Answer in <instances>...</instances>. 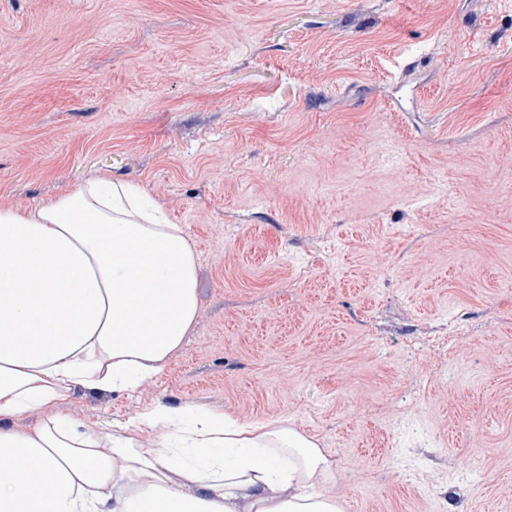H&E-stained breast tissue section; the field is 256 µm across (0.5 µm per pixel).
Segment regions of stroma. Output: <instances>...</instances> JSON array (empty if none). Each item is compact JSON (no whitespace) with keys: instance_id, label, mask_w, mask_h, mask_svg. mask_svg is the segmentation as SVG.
<instances>
[{"instance_id":"obj_1","label":"stroma","mask_w":512,"mask_h":512,"mask_svg":"<svg viewBox=\"0 0 512 512\" xmlns=\"http://www.w3.org/2000/svg\"><path fill=\"white\" fill-rule=\"evenodd\" d=\"M94 176L197 313L64 414L288 421L344 512H512V0H0V205Z\"/></svg>"}]
</instances>
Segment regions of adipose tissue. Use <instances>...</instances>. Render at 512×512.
I'll use <instances>...</instances> for the list:
<instances>
[{
  "instance_id": "obj_1",
  "label": "adipose tissue",
  "mask_w": 512,
  "mask_h": 512,
  "mask_svg": "<svg viewBox=\"0 0 512 512\" xmlns=\"http://www.w3.org/2000/svg\"><path fill=\"white\" fill-rule=\"evenodd\" d=\"M196 309L183 230L128 183L0 207V512H342L323 449L284 421L159 404L138 419L164 433L149 447L57 414L10 427L77 386L135 392Z\"/></svg>"
}]
</instances>
